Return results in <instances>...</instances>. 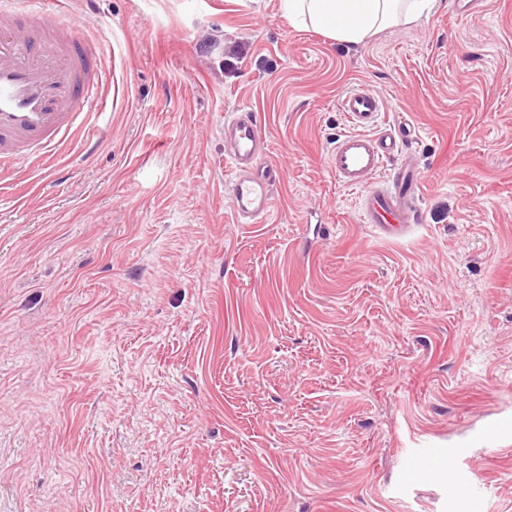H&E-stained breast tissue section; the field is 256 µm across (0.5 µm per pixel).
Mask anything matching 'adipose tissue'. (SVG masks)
<instances>
[{
	"instance_id": "ef3b65f1",
	"label": "adipose tissue",
	"mask_w": 512,
	"mask_h": 512,
	"mask_svg": "<svg viewBox=\"0 0 512 512\" xmlns=\"http://www.w3.org/2000/svg\"><path fill=\"white\" fill-rule=\"evenodd\" d=\"M438 0H282L296 25H310L331 39L358 45L374 34L430 14Z\"/></svg>"
}]
</instances>
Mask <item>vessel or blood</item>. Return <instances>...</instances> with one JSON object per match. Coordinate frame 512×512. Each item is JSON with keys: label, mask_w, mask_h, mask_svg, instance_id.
Returning a JSON list of instances; mask_svg holds the SVG:
<instances>
[{"label": "vessel or blood", "mask_w": 512, "mask_h": 512, "mask_svg": "<svg viewBox=\"0 0 512 512\" xmlns=\"http://www.w3.org/2000/svg\"><path fill=\"white\" fill-rule=\"evenodd\" d=\"M67 0H0V178L23 162L45 157L92 112L105 75L103 56L80 30ZM353 125L339 135L329 156L331 171L347 188L360 191L364 223L389 238L419 223L416 200L421 177L395 158L406 133L380 126L383 103L355 88L340 99ZM263 138L253 112L224 122V155L232 164L231 197L239 223L253 224L272 207L277 168L263 165ZM392 165L385 181L377 176Z\"/></svg>", "instance_id": "obj_1"}]
</instances>
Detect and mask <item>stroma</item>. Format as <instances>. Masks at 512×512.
Masks as SVG:
<instances>
[{"mask_svg":"<svg viewBox=\"0 0 512 512\" xmlns=\"http://www.w3.org/2000/svg\"><path fill=\"white\" fill-rule=\"evenodd\" d=\"M72 11L102 135L0 183V512H512V0L353 47L281 0ZM355 87L411 131L398 239L329 168ZM244 110L282 171L255 224ZM263 144L253 112H235L224 121V155L233 169V210L241 224H255L271 209L273 189L280 180L277 168L262 165Z\"/></svg>","mask_w":512,"mask_h":512,"instance_id":"35a3bbf8","label":"stroma"}]
</instances>
